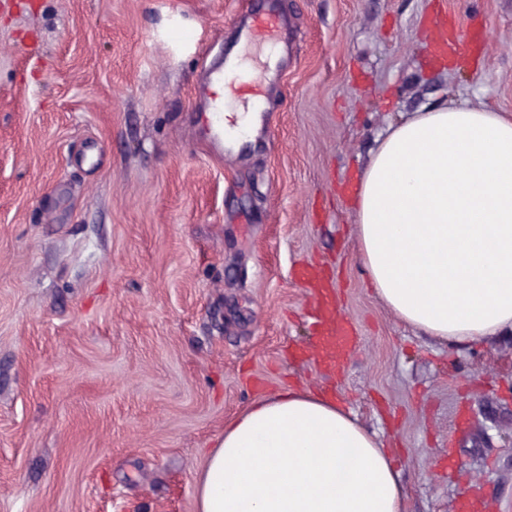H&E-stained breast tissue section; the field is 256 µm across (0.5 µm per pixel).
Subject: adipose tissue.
I'll return each instance as SVG.
<instances>
[{
	"mask_svg": "<svg viewBox=\"0 0 512 512\" xmlns=\"http://www.w3.org/2000/svg\"><path fill=\"white\" fill-rule=\"evenodd\" d=\"M357 259L407 327L448 345L512 332V114L415 112L357 183ZM388 448L309 390L258 400L196 478L197 512H403Z\"/></svg>",
	"mask_w": 512,
	"mask_h": 512,
	"instance_id": "ef3b65f1",
	"label": "adipose tissue"
}]
</instances>
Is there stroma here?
Masks as SVG:
<instances>
[{
  "mask_svg": "<svg viewBox=\"0 0 512 512\" xmlns=\"http://www.w3.org/2000/svg\"><path fill=\"white\" fill-rule=\"evenodd\" d=\"M271 5L269 126L213 152L202 81ZM439 10L490 52L429 67ZM447 104L512 113V0H0V512H196L225 425L290 388L390 448L404 512H512V334L418 335L356 259L379 135ZM305 264L362 338L338 379L292 354Z\"/></svg>",
  "mask_w": 512,
  "mask_h": 512,
  "instance_id": "obj_1",
  "label": "stroma"
}]
</instances>
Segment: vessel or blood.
Returning a JSON list of instances; mask_svg holds the SVG:
<instances>
[{"mask_svg":"<svg viewBox=\"0 0 512 512\" xmlns=\"http://www.w3.org/2000/svg\"><path fill=\"white\" fill-rule=\"evenodd\" d=\"M431 25L436 32L431 51V59L435 62L446 61L451 56L469 54L484 41L480 35L469 41L450 37L453 21L445 14L434 16ZM284 28L282 16L276 10H267L253 17L243 36L242 46L247 51L267 45L276 46L282 39ZM211 81L223 86L224 93L210 97L206 128L217 142L237 141L239 134L235 126L224 123V111L230 102L242 97L259 98L265 89L266 75L260 69L252 70L245 75L242 74L240 66L236 65L226 70L214 71ZM302 278L305 287L310 289L314 298V361L324 370H340L359 345L360 338L352 322L337 309L335 301L327 294L328 284L321 273L307 270L303 272Z\"/></svg>","mask_w":512,"mask_h":512,"instance_id":"1","label":"vessel or blood"}]
</instances>
